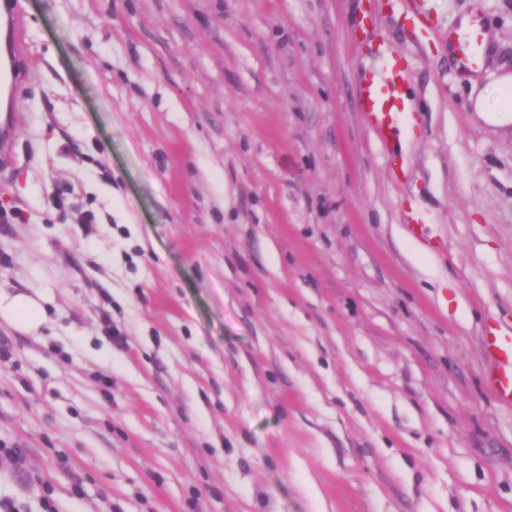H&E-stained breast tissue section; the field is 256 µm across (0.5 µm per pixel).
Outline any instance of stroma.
<instances>
[{"mask_svg":"<svg viewBox=\"0 0 512 512\" xmlns=\"http://www.w3.org/2000/svg\"><path fill=\"white\" fill-rule=\"evenodd\" d=\"M0 160V501L17 512H512V132L448 32L512 69V0H21ZM399 63V147L358 108ZM62 191L61 204L48 203ZM420 215L445 249L407 232ZM481 28V22L474 19L463 32L448 33V39H454L456 43L453 60L459 68L475 69L482 64L485 47ZM492 82L479 85L472 80L469 96V112H472L473 119L493 130H508L512 128V72L506 71L494 74ZM497 93L495 104L489 102V88ZM22 331H38L47 321L46 310L34 296L11 295L0 289V319ZM483 345L488 360L485 386L501 403L512 406V323L487 326Z\"/></svg>","mask_w":512,"mask_h":512,"instance_id":"35a3bbf8","label":"stroma"}]
</instances>
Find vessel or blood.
Masks as SVG:
<instances>
[{"label": "vessel or blood", "instance_id": "obj_1", "mask_svg": "<svg viewBox=\"0 0 512 512\" xmlns=\"http://www.w3.org/2000/svg\"><path fill=\"white\" fill-rule=\"evenodd\" d=\"M480 21H472L455 34L453 60L464 69L478 68L485 55ZM24 13L20 0H0V102L14 112L24 82L22 57ZM408 76L398 65L387 67L380 79L363 78L358 88V105L366 122L388 143L401 136L399 115L405 110ZM483 345L488 360L484 383L503 404L512 406V324L497 322L484 330Z\"/></svg>", "mask_w": 512, "mask_h": 512}]
</instances>
